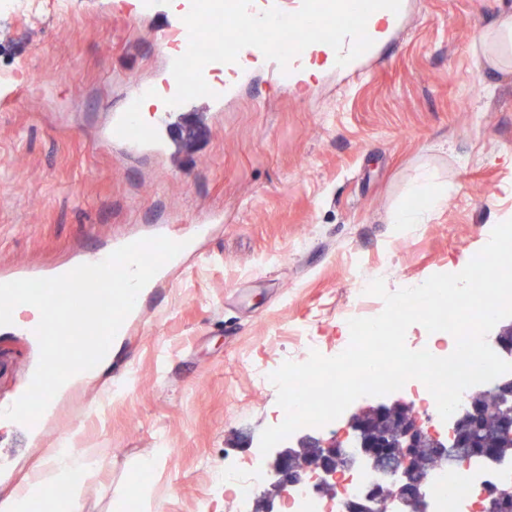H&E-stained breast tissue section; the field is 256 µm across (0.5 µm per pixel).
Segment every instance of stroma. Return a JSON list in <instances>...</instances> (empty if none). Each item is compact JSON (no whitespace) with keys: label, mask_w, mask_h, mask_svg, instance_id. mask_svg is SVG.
<instances>
[{"label":"stroma","mask_w":512,"mask_h":512,"mask_svg":"<svg viewBox=\"0 0 512 512\" xmlns=\"http://www.w3.org/2000/svg\"><path fill=\"white\" fill-rule=\"evenodd\" d=\"M512 0H400L347 67L284 88L248 69L222 104L165 111L158 147L107 140L167 68L168 0H0V269L68 265L107 243L185 233L108 365L58 392L38 431L0 418V498L58 448L93 450L84 512H233L225 471L259 459L277 389L257 370L347 347L359 279L388 291L467 265L512 219V68L471 49ZM431 167L441 211L415 190ZM402 208L423 223L400 226ZM211 219L207 236L194 224ZM35 336L0 326V408L27 390ZM153 466H146L147 458ZM149 489L142 501L126 486Z\"/></svg>","instance_id":"stroma-1"}]
</instances>
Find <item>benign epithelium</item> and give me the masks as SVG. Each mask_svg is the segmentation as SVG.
<instances>
[{"instance_id":"benign-epithelium-1","label":"benign epithelium","mask_w":512,"mask_h":512,"mask_svg":"<svg viewBox=\"0 0 512 512\" xmlns=\"http://www.w3.org/2000/svg\"><path fill=\"white\" fill-rule=\"evenodd\" d=\"M495 405L493 418L499 433L512 437V373L495 379L493 384ZM394 409L409 411L407 405L381 402L370 406L362 413L349 417V429L353 434L352 447L345 448L336 442L323 443L311 434L301 437L299 445L310 449L307 460L297 465L292 448H276L270 452L273 462L269 465L272 486L281 491L298 485L308 472L320 474L313 491L323 497L333 494L336 483L333 479L340 471L365 468L380 476V480L367 485L353 499L345 503V512H381L384 494H389L388 502L392 512H429L427 474L421 472L414 463L415 449L427 442L433 454L450 464L471 459L479 460L488 470L508 465L512 467V454L498 448L481 447L473 441L465 442L461 429L466 427L473 434L482 432L488 416L479 404L471 407L469 417L456 416L448 437L433 436L418 425L416 418L408 417L401 428L393 433H374L367 418L382 419ZM478 512H512V496L503 492L485 491Z\"/></svg>"}]
</instances>
